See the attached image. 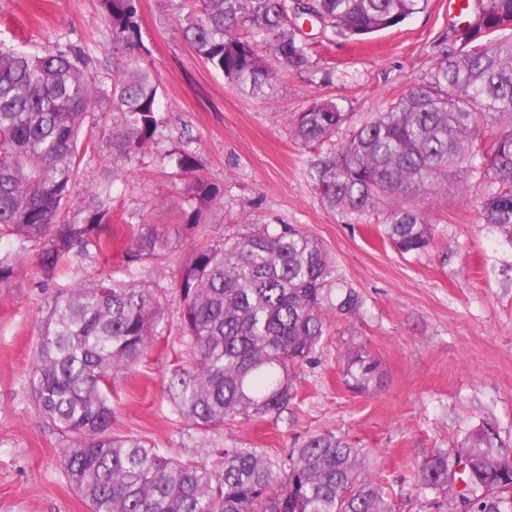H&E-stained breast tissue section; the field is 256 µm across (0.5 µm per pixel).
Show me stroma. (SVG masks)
Instances as JSON below:
<instances>
[{"mask_svg": "<svg viewBox=\"0 0 512 512\" xmlns=\"http://www.w3.org/2000/svg\"><path fill=\"white\" fill-rule=\"evenodd\" d=\"M193 3L136 0L139 41L130 48L113 41L99 0H0V45L83 49L88 77L105 87L116 65L150 70L162 117L155 146L112 189L111 255L88 254L43 287L38 247L28 244L22 271L0 293V512H87L61 468L65 439L34 409L29 375L56 290L102 277L137 280L166 307L157 341L116 385L113 433L172 457L200 459L213 443L274 458L332 432L365 450L368 473L389 492L393 512H456L455 503L437 504L414 489L415 472L434 449L453 448L482 426L512 457V246L480 220L486 179L473 171L440 193L419 196L434 241L422 253L402 254L383 240L376 221L345 224L325 209L311 167L328 148L301 145L291 119L313 103L336 101L350 114L333 138L344 142L459 52L465 25L449 15L448 0H426L419 12L363 41L296 20L311 65L276 67L278 95L269 102L241 93L196 56L177 23ZM109 122L96 112L83 124L89 152L62 209L66 220L82 221L83 191L99 182L112 157L104 134ZM184 153L196 158L195 170L178 166ZM198 178L217 192L203 208L189 192ZM142 224L157 226L169 245L160 256L131 262L125 251ZM282 224L324 246L337 285L355 288L363 306L352 316L327 313L314 359L301 369L297 396L283 411L198 432L165 396L168 378L187 359L174 299L182 265L196 248ZM352 340L382 363L375 392L358 393L342 381L340 353Z\"/></svg>", "mask_w": 512, "mask_h": 512, "instance_id": "stroma-1", "label": "stroma"}]
</instances>
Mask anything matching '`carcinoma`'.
<instances>
[{
    "label": "carcinoma",
    "instance_id": "carcinoma-1",
    "mask_svg": "<svg viewBox=\"0 0 512 512\" xmlns=\"http://www.w3.org/2000/svg\"><path fill=\"white\" fill-rule=\"evenodd\" d=\"M423 0H314L324 27L347 39L392 28ZM112 36L134 45L135 0H100ZM294 0H201L178 17L197 56L241 92L273 100L274 71L259 44L281 64L308 67L309 53L288 29ZM246 25L262 41L243 40ZM512 0H477L466 32L473 44L448 55L431 79L410 86L385 111L351 131L315 166L323 206L346 224L390 203L379 231L403 254L427 250L434 229L414 192L437 193L470 169L488 177L482 223L512 244ZM79 49L31 53L0 47V291L18 272L26 244L39 245L43 284L93 250H110L111 187L85 190L79 223L59 219L73 174L89 151L80 138L86 117L109 111L112 179L155 142L161 123L159 83L137 67L113 71L104 89L87 77ZM349 121L333 100L314 103L293 123L303 145L331 141ZM165 234L142 224L126 258L156 257ZM328 252L291 224L250 230L194 250L177 283L187 343L186 364L166 393L196 429L217 430L238 417L279 413L297 396L299 371L314 358L325 311L352 315L362 298L333 293ZM165 316L151 288L100 278L58 289L43 318L29 387L38 412L68 438L62 451L67 483L90 512H392L381 484L365 473L362 449L332 432L307 439L279 470L254 448H215L217 464L170 457L134 437L112 434L118 378L143 359ZM345 384L369 392L380 361L351 343L341 357ZM415 487L460 499L466 512H512V459L477 428L456 449L437 450L415 474Z\"/></svg>",
    "mask_w": 512,
    "mask_h": 512
}]
</instances>
